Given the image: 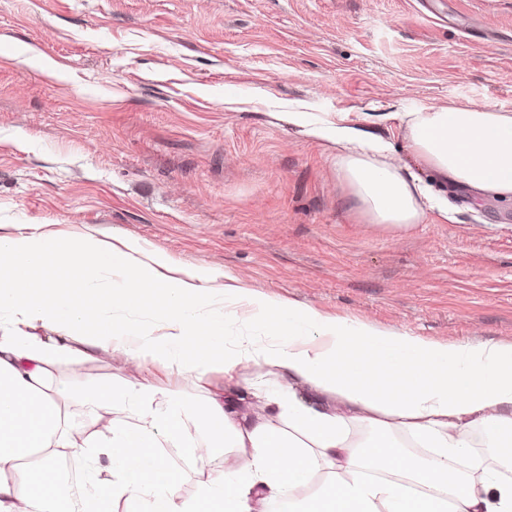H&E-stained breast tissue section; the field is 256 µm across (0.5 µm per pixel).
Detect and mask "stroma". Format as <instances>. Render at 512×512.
Returning <instances> with one entry per match:
<instances>
[{"instance_id":"1","label":"stroma","mask_w":512,"mask_h":512,"mask_svg":"<svg viewBox=\"0 0 512 512\" xmlns=\"http://www.w3.org/2000/svg\"><path fill=\"white\" fill-rule=\"evenodd\" d=\"M512 112V0H0V232L140 240L182 270L437 341L512 342V204L430 180L453 218L357 210L349 114L417 171L401 114ZM72 385L189 378L82 345Z\"/></svg>"}]
</instances>
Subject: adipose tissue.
<instances>
[{
    "mask_svg": "<svg viewBox=\"0 0 512 512\" xmlns=\"http://www.w3.org/2000/svg\"><path fill=\"white\" fill-rule=\"evenodd\" d=\"M408 148L432 177L475 197L512 202V113L488 105L402 115ZM289 123L336 147V165L369 222L407 230L425 208L447 216L420 177L389 163L382 137L339 120ZM221 270L178 271L139 241L36 226L0 235V512H512V479L461 465L477 441L512 442V344L442 342L294 301L220 288ZM39 323L60 333L31 336ZM139 368L188 376L204 399L150 380L78 389L52 369L79 366L75 342ZM287 375L241 405L208 392V376ZM304 385L323 399L313 407ZM104 421L82 434L78 411ZM366 435L352 438L351 423ZM428 448L406 454L401 439ZM193 462L225 452L223 472L179 493ZM248 451L246 461L233 456ZM108 454L112 478L100 480ZM38 455L35 466L24 458ZM84 461L83 491L62 499L60 459Z\"/></svg>",
    "mask_w": 512,
    "mask_h": 512,
    "instance_id": "ef3b65f1",
    "label": "adipose tissue"
}]
</instances>
